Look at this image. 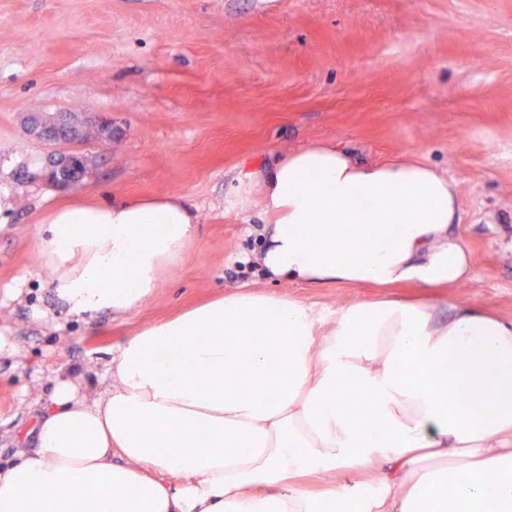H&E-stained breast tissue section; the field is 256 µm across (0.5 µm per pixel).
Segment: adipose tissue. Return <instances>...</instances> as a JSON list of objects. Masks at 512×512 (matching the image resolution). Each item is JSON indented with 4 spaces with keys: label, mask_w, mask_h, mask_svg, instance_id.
I'll list each match as a JSON object with an SVG mask.
<instances>
[{
    "label": "adipose tissue",
    "mask_w": 512,
    "mask_h": 512,
    "mask_svg": "<svg viewBox=\"0 0 512 512\" xmlns=\"http://www.w3.org/2000/svg\"><path fill=\"white\" fill-rule=\"evenodd\" d=\"M249 181L272 218L257 256L271 276L467 278L449 232L459 184L408 154L315 143ZM197 222L177 194L53 210L42 253L59 300L75 315L136 308ZM31 433L35 449L0 470V512H512V319L394 298L323 319L230 294L130 336L94 395L57 378Z\"/></svg>",
    "instance_id": "adipose-tissue-1"
}]
</instances>
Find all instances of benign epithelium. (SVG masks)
<instances>
[{"label":"benign epithelium","mask_w":512,"mask_h":512,"mask_svg":"<svg viewBox=\"0 0 512 512\" xmlns=\"http://www.w3.org/2000/svg\"><path fill=\"white\" fill-rule=\"evenodd\" d=\"M82 127L93 131L99 143H110L115 135L112 119L98 112H85L80 118L50 112L27 114L25 130L28 135L49 145L63 147L40 172V177L56 189L67 190L93 174L94 160L84 148L86 140L80 132Z\"/></svg>","instance_id":"1"}]
</instances>
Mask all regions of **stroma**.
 I'll list each match as a JSON object with an SVG mask.
<instances>
[{
    "label": "stroma",
    "mask_w": 512,
    "mask_h": 512,
    "mask_svg": "<svg viewBox=\"0 0 512 512\" xmlns=\"http://www.w3.org/2000/svg\"><path fill=\"white\" fill-rule=\"evenodd\" d=\"M27 112H100L121 135L91 178L39 179L50 145ZM328 142L415 155L460 184L454 235L471 278L449 298L512 318V0H0V466L59 375L100 385L145 325L224 294H287L322 316L373 287H305L251 261L268 217L247 171ZM181 195L199 217L154 293L121 313L70 315L42 263L61 205Z\"/></svg>",
    "instance_id": "35a3bbf8"
}]
</instances>
